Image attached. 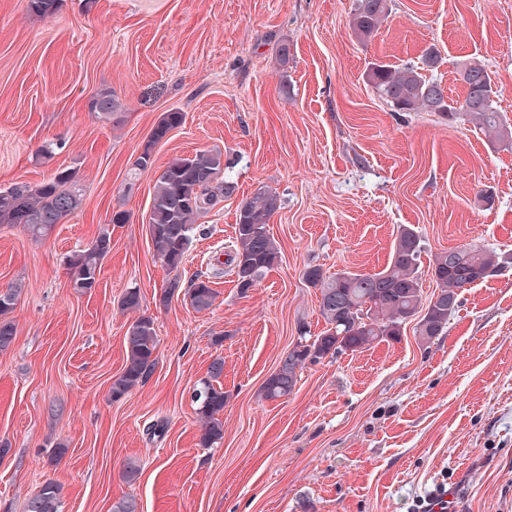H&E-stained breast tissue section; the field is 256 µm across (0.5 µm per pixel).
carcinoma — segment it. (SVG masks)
Wrapping results in <instances>:
<instances>
[{
  "label": "carcinoma",
  "mask_w": 512,
  "mask_h": 512,
  "mask_svg": "<svg viewBox=\"0 0 512 512\" xmlns=\"http://www.w3.org/2000/svg\"><path fill=\"white\" fill-rule=\"evenodd\" d=\"M59 0H27L30 13L49 17L56 13ZM391 12V0H353L351 29L361 42L370 39ZM438 55L430 50L422 61L396 67L374 63L367 79L376 93L394 112H434L447 121L458 119L474 125L494 145L512 147V125L501 115L496 91L486 65L475 58L459 62V75L465 86L463 97L448 96L441 80L427 75L436 69ZM119 101L108 89L90 100V111L102 120L116 115ZM184 121L178 111L163 115L153 130L151 143L134 172L152 167L151 144ZM234 182L224 177V155L217 150H201L192 157L176 158L158 175L150 215V236L156 257L168 268H178L187 254L198 221L212 207V197L228 198L235 192ZM80 180L74 169L56 171L35 188L26 184L0 190V224L19 226L32 239H46L56 225L82 206ZM276 192L259 189L236 211L234 251L228 263L234 265L238 287L246 291L255 286L266 271L278 261L279 250L268 224L281 209ZM112 249L109 229L100 230L89 247L66 257L70 274L82 275L81 292L97 283L102 262ZM424 252L420 233L403 226L394 240L387 266L379 272L341 270L324 276L320 268L309 266L304 276L320 291L319 312L326 328L315 338L302 336L283 355L278 369L264 383L261 395L277 400L291 395L297 384V370L317 364L329 355L355 352L374 342L396 340L409 321L415 322V336L421 344L444 333L449 318L459 306L460 292L496 275L508 256L478 245L455 248L434 254L429 262L436 290L424 296L421 257ZM21 289L10 286L0 294V351L10 347L15 338L13 312ZM185 296L196 311L208 310L216 291L210 280L197 274L190 281ZM126 361L122 373L113 380L112 398L119 399L144 385L158 361V336L151 318L140 316L132 321L124 336ZM224 359L216 357L207 375L193 390L196 415L201 427L199 442L210 447L223 437L225 395L220 378ZM61 490L53 481L39 485L27 498L26 512H61Z\"/></svg>",
  "instance_id": "obj_1"
}]
</instances>
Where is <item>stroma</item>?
<instances>
[{"label": "stroma", "instance_id": "obj_1", "mask_svg": "<svg viewBox=\"0 0 512 512\" xmlns=\"http://www.w3.org/2000/svg\"><path fill=\"white\" fill-rule=\"evenodd\" d=\"M26 4L0 0V189L73 168L83 204L38 242L0 224V289L22 286L15 339L0 351V512H25L46 480L63 512H111L124 497L140 512H414L443 491L447 512H512V265L463 293L432 342L408 324L399 340L298 369L288 398L260 396L300 334L325 329L306 266L378 271L403 225L430 256L512 252V148L464 121L392 111L366 79L373 62H413L433 46L434 75L458 98L457 63L475 57L512 124V0H393L364 43L352 0H60L44 18ZM105 88L119 123L89 110ZM171 110L183 124L152 142ZM48 143L51 158H38ZM147 146L152 167L131 177ZM200 150L223 153L236 190L171 270L150 238L153 186ZM262 187L282 199L269 224L280 254L243 293L216 264L238 206ZM116 207L127 223L110 224ZM104 227L112 251L98 286L76 291L65 257ZM200 272L217 292L203 312L184 298ZM132 288L159 361L116 400ZM218 356L224 435L203 448L191 393Z\"/></svg>", "mask_w": 512, "mask_h": 512}]
</instances>
